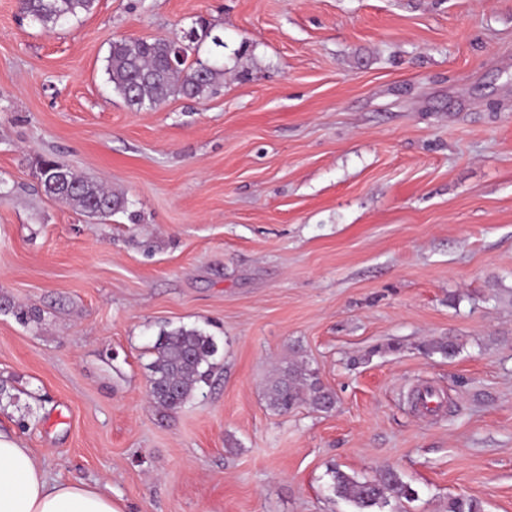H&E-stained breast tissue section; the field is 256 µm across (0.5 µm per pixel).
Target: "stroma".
<instances>
[{
    "instance_id": "35a3bbf8",
    "label": "stroma",
    "mask_w": 512,
    "mask_h": 512,
    "mask_svg": "<svg viewBox=\"0 0 512 512\" xmlns=\"http://www.w3.org/2000/svg\"><path fill=\"white\" fill-rule=\"evenodd\" d=\"M203 20L216 94L113 91L117 36ZM45 156L125 211L47 196ZM179 326L217 368L168 413L148 365ZM295 354L333 410L268 407ZM1 383L0 431L127 512H355L332 466L397 470L400 512H512V0H97L51 28L0 0Z\"/></svg>"
}]
</instances>
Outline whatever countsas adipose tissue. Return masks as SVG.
<instances>
[{
	"label": "adipose tissue",
	"instance_id": "adipose-tissue-1",
	"mask_svg": "<svg viewBox=\"0 0 512 512\" xmlns=\"http://www.w3.org/2000/svg\"><path fill=\"white\" fill-rule=\"evenodd\" d=\"M0 512H123L111 495L47 478L32 450L0 432Z\"/></svg>",
	"mask_w": 512,
	"mask_h": 512
}]
</instances>
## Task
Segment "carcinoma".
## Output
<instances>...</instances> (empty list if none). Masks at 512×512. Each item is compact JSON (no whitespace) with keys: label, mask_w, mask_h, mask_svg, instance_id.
Segmentation results:
<instances>
[{"label":"carcinoma","mask_w":512,"mask_h":512,"mask_svg":"<svg viewBox=\"0 0 512 512\" xmlns=\"http://www.w3.org/2000/svg\"><path fill=\"white\" fill-rule=\"evenodd\" d=\"M96 0H19V10L45 27L94 9ZM168 41L118 39L112 42L106 73L112 88L138 110L153 109L170 96L182 94L200 98L209 94L224 69L219 61L182 60L175 68L163 63ZM39 179L44 192L65 200L91 218H105L125 207V200L99 184L75 175L64 163L47 158L39 164ZM422 349L429 354L454 356L459 346L453 341L428 339ZM218 351L214 337L203 330L184 326L160 332L152 346L154 360L149 366V394L159 408L176 412L192 399L201 384L209 383L216 368ZM266 396L271 408L291 411L300 402L328 412L335 405L334 393L322 385L304 361L279 367L269 377ZM329 492L350 502L357 512L384 508L395 502L413 501L417 491L392 468H383L372 479H359L336 467L328 470ZM448 512H483L474 497L448 500Z\"/></svg>","instance_id":"cac0c4a2"}]
</instances>
